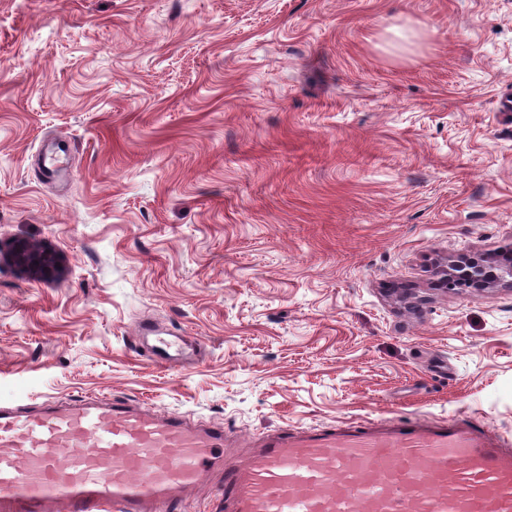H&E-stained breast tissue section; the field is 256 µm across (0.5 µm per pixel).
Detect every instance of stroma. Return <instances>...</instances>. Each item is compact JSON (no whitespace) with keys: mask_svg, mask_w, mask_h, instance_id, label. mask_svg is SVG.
Wrapping results in <instances>:
<instances>
[{"mask_svg":"<svg viewBox=\"0 0 512 512\" xmlns=\"http://www.w3.org/2000/svg\"><path fill=\"white\" fill-rule=\"evenodd\" d=\"M512 0H0V405L277 427L475 416L512 442ZM73 176L48 178L44 140ZM154 320L199 345L164 367ZM494 254L462 256L435 265L434 277L445 289L478 288L491 290L498 286L512 288V246Z\"/></svg>","mask_w":512,"mask_h":512,"instance_id":"1","label":"stroma"}]
</instances>
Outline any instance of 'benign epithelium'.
Returning a JSON list of instances; mask_svg holds the SVG:
<instances>
[{
  "label": "benign epithelium",
  "instance_id": "1",
  "mask_svg": "<svg viewBox=\"0 0 512 512\" xmlns=\"http://www.w3.org/2000/svg\"><path fill=\"white\" fill-rule=\"evenodd\" d=\"M437 285L448 289L512 288V246L494 254L465 256L434 267Z\"/></svg>",
  "mask_w": 512,
  "mask_h": 512
}]
</instances>
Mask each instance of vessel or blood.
I'll return each mask as SVG.
<instances>
[{"label": "vessel or blood", "instance_id": "1", "mask_svg": "<svg viewBox=\"0 0 512 512\" xmlns=\"http://www.w3.org/2000/svg\"><path fill=\"white\" fill-rule=\"evenodd\" d=\"M47 175L71 174L55 142ZM153 362L187 356L153 321ZM223 425L98 396L0 407V512H178L216 479L224 512H512V448L465 415L263 434L230 456Z\"/></svg>", "mask_w": 512, "mask_h": 512}]
</instances>
